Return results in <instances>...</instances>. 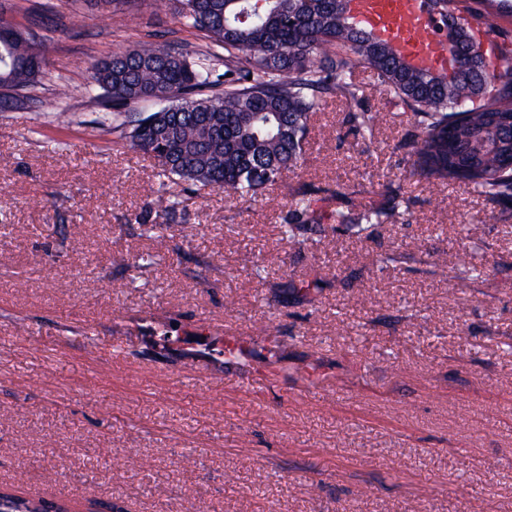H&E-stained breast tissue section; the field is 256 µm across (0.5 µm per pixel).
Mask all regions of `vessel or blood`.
Segmentation results:
<instances>
[{
    "label": "vessel or blood",
    "instance_id": "b4317fda",
    "mask_svg": "<svg viewBox=\"0 0 512 512\" xmlns=\"http://www.w3.org/2000/svg\"><path fill=\"white\" fill-rule=\"evenodd\" d=\"M352 23L391 43L411 66L448 67L443 24L428 0H350Z\"/></svg>",
    "mask_w": 512,
    "mask_h": 512
}]
</instances>
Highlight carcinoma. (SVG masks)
<instances>
[{"label":"carcinoma","instance_id":"carcinoma-1","mask_svg":"<svg viewBox=\"0 0 512 512\" xmlns=\"http://www.w3.org/2000/svg\"><path fill=\"white\" fill-rule=\"evenodd\" d=\"M71 2L54 15L55 26L77 31L82 12L78 0ZM429 2L466 58L452 75L414 68L389 43L354 27L348 0H163L182 25L209 39L205 58L197 62L185 47L141 40L93 62L91 78L105 106L123 117L119 127L129 147L158 160L159 176L251 201L297 166L323 98L358 100L351 73L369 69L415 118L411 174L512 198V79H500L470 26L473 20L493 34L512 10L501 2L484 8L480 0ZM45 52L46 38L0 24L1 107L34 102L44 112L58 109L55 99L36 94ZM150 100L168 105L136 111ZM348 120L372 133L370 113L351 112ZM336 197L296 199L285 218L288 241L303 245L309 225L325 219L351 224L358 235L369 225L409 221L408 202L398 194L356 214L319 206ZM153 205L158 217L172 220L181 202L160 189Z\"/></svg>","mask_w":512,"mask_h":512}]
</instances>
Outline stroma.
Returning a JSON list of instances; mask_svg holds the SVG:
<instances>
[{"label": "stroma", "instance_id": "35a3bbf8", "mask_svg": "<svg viewBox=\"0 0 512 512\" xmlns=\"http://www.w3.org/2000/svg\"><path fill=\"white\" fill-rule=\"evenodd\" d=\"M156 32L204 43L158 0L86 6L47 43L58 110L0 109V490L74 512H512V205L411 175L414 118L370 70L256 201L160 184L89 71ZM395 189L409 223L281 234L297 193L356 211Z\"/></svg>", "mask_w": 512, "mask_h": 512}]
</instances>
